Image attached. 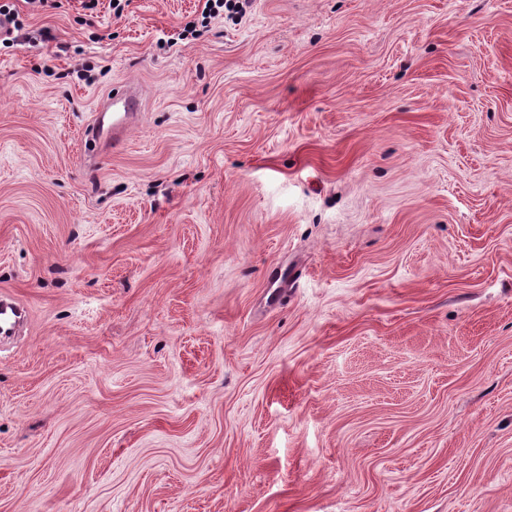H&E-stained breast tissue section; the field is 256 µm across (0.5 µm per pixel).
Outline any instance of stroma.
Wrapping results in <instances>:
<instances>
[{
  "instance_id": "1",
  "label": "stroma",
  "mask_w": 512,
  "mask_h": 512,
  "mask_svg": "<svg viewBox=\"0 0 512 512\" xmlns=\"http://www.w3.org/2000/svg\"><path fill=\"white\" fill-rule=\"evenodd\" d=\"M9 2L0 512H512V0ZM202 23L207 18L218 15L221 11L228 12L229 15H233L237 18H243L253 6L254 0H202ZM112 108V122L106 121V114ZM141 111L139 91L124 86L113 92L104 102L95 119L85 133V146L104 152L112 145L117 147L124 141L129 126L138 119ZM0 336H11L15 327L25 319L28 310L19 300L1 296L0 298Z\"/></svg>"
}]
</instances>
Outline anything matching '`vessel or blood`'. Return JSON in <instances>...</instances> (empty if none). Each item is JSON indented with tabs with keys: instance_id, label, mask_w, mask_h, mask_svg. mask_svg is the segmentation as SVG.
Returning a JSON list of instances; mask_svg holds the SVG:
<instances>
[{
	"instance_id": "b4317fda",
	"label": "vessel or blood",
	"mask_w": 512,
	"mask_h": 512,
	"mask_svg": "<svg viewBox=\"0 0 512 512\" xmlns=\"http://www.w3.org/2000/svg\"><path fill=\"white\" fill-rule=\"evenodd\" d=\"M141 111L140 94L125 86L113 92L95 115L85 133L86 144L102 151L123 142L129 126L138 119ZM26 306L12 297L0 298V336H9L25 319Z\"/></svg>"
}]
</instances>
